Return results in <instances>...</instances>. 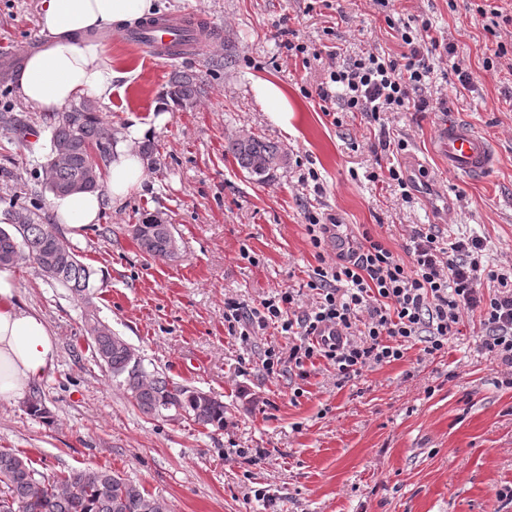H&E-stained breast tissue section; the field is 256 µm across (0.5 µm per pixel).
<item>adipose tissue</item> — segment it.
Returning a JSON list of instances; mask_svg holds the SVG:
<instances>
[{
	"label": "adipose tissue",
	"mask_w": 512,
	"mask_h": 512,
	"mask_svg": "<svg viewBox=\"0 0 512 512\" xmlns=\"http://www.w3.org/2000/svg\"><path fill=\"white\" fill-rule=\"evenodd\" d=\"M159 8V0H41L43 45L27 57L17 79L23 101L48 116L83 98L110 102L119 73L105 58L101 33L155 16ZM150 133V125L136 121L117 134L103 190L52 195L56 222L81 232L140 189L145 163L134 146ZM56 359L55 333L39 312L21 306L16 278L0 270V401L22 398Z\"/></svg>",
	"instance_id": "ef3b65f1"
}]
</instances>
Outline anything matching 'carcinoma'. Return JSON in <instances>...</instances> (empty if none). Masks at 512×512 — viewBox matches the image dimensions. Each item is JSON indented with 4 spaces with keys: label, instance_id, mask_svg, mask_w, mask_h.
Returning a JSON list of instances; mask_svg holds the SVG:
<instances>
[{
    "label": "carcinoma",
    "instance_id": "obj_1",
    "mask_svg": "<svg viewBox=\"0 0 512 512\" xmlns=\"http://www.w3.org/2000/svg\"><path fill=\"white\" fill-rule=\"evenodd\" d=\"M204 93L195 72L176 70L165 96L174 105L190 109ZM0 123L19 132L27 126L26 119L7 108L0 112ZM52 133L54 146L65 150L67 160L62 164L47 160L42 178L45 190L61 194L101 189L104 165L114 140L112 129L97 115L95 104L86 100L54 113ZM224 153L251 177L262 178L287 162V155L277 144L257 134L228 140ZM8 221L12 231L0 228V267L25 259L47 281L90 304L92 271L70 245L57 237L51 225L28 208L9 213ZM140 227L143 234H135L133 239L142 253L154 260L174 254L172 226L165 219L154 215ZM87 327L95 358L112 377L122 379L133 403L143 413L172 411L203 427H224L223 402L158 371L148 373L139 363L130 364L131 346L97 318H88ZM0 486V512H169L164 501L108 469L91 467L51 479L10 448H0Z\"/></svg>",
    "mask_w": 512,
    "mask_h": 512
}]
</instances>
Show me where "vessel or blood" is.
<instances>
[{"label": "vessel or blood", "instance_id": "b4317fda", "mask_svg": "<svg viewBox=\"0 0 512 512\" xmlns=\"http://www.w3.org/2000/svg\"><path fill=\"white\" fill-rule=\"evenodd\" d=\"M190 30L187 24H163L153 20L132 31L129 38L149 57L155 58L162 56L175 42L187 40ZM438 140L449 172L477 176L488 172L495 164L490 142L456 118H448L440 126Z\"/></svg>", "mask_w": 512, "mask_h": 512}]
</instances>
